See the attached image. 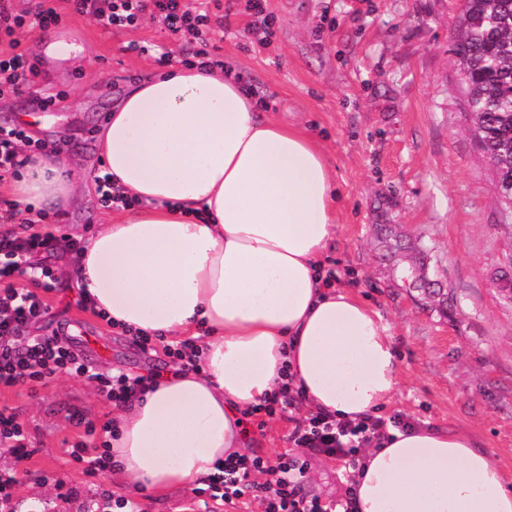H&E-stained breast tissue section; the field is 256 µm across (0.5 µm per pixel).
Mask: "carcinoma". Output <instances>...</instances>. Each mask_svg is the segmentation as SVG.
I'll return each instance as SVG.
<instances>
[{
	"label": "carcinoma",
	"mask_w": 512,
	"mask_h": 512,
	"mask_svg": "<svg viewBox=\"0 0 512 512\" xmlns=\"http://www.w3.org/2000/svg\"><path fill=\"white\" fill-rule=\"evenodd\" d=\"M451 52L472 135L504 202L512 191V0H463Z\"/></svg>",
	"instance_id": "obj_1"
}]
</instances>
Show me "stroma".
Listing matches in <instances>:
<instances>
[{
    "mask_svg": "<svg viewBox=\"0 0 512 512\" xmlns=\"http://www.w3.org/2000/svg\"><path fill=\"white\" fill-rule=\"evenodd\" d=\"M244 5L236 0L207 50L235 68L272 117L314 137L334 173L341 201L326 264L393 333L399 384L379 416L465 429L512 481V227L469 132L449 51L461 0H269L275 26L266 41L251 34ZM64 29L75 54H49ZM19 40L37 75L25 94L0 95V128L14 127L16 113L34 116L25 128L31 144H67L73 167L92 179L105 170L96 132L113 103L159 65L188 63L195 49L161 18L107 28L67 6L59 26ZM133 41L152 49L131 52ZM48 96L56 104L41 109ZM108 219L94 186L67 218L46 211L40 223L13 229L87 238ZM46 261L59 286L44 293L49 311L26 335L82 329L89 344L80 354L96 373L135 378L172 368L168 342L140 348L82 304L68 278L72 252L27 259ZM1 404L14 409L33 450L19 462L0 447V474L19 481L4 512H98L120 496L140 512H194V488L132 490L111 472L86 476L69 458L63 442L79 436L73 413L96 423L112 418L111 404L83 378L57 374L34 391L0 387ZM292 429L287 419H267L252 429L246 454H279ZM305 462L304 494L346 500L351 480L336 460L309 453Z\"/></svg>",
    "mask_w": 512,
    "mask_h": 512,
    "instance_id": "stroma-1",
    "label": "stroma"
}]
</instances>
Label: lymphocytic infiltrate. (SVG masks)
Instances as JSON below:
<instances>
[{"label":"lymphocytic infiltrate","mask_w":512,"mask_h":512,"mask_svg":"<svg viewBox=\"0 0 512 512\" xmlns=\"http://www.w3.org/2000/svg\"><path fill=\"white\" fill-rule=\"evenodd\" d=\"M55 0H44L33 17L14 13L0 0V43L9 48L0 55V94L21 95L29 89L37 72L26 64L18 47L19 32L43 30L58 24L60 14ZM209 9H195L185 0H72L75 13L95 18L103 26H138L148 8H155L168 30L175 35L197 40L198 57L208 58L205 48L211 29L213 11L224 8L223 0H212ZM18 213L14 204L0 207V386H41L46 379L58 373L77 375L97 388L112 404L119 405L134 393L149 388L153 377L132 378L123 373L104 375L91 372L69 341L58 336H25V328L47 311L46 303L27 287L16 285L19 264L26 255L51 248L52 235L32 233L20 235L9 231ZM302 402L299 391L282 389L279 395L260 408L265 416L280 415L294 418L293 413ZM295 426L290 440L296 447L337 460L345 470H353L357 456L364 446L379 434L384 420L366 418L354 422L320 413L294 418ZM79 440L67 448L69 457L82 464L89 476H97L111 466L108 442L94 443L96 434L110 433L109 424L95 425L87 421ZM266 474L265 482L253 481L254 473ZM304 463L300 459L280 456L276 464L247 455H229L217 474L207 482L213 498L241 512L243 498L253 492L260 493L264 512H335L320 499L304 495L300 479Z\"/></svg>","instance_id":"lymphocytic-infiltrate-1"}]
</instances>
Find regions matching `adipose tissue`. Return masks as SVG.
<instances>
[{"mask_svg": "<svg viewBox=\"0 0 512 512\" xmlns=\"http://www.w3.org/2000/svg\"><path fill=\"white\" fill-rule=\"evenodd\" d=\"M125 214L100 225L71 277L128 334L197 338L196 369L170 373L112 416L126 485L164 493L243 448L242 414L282 387L306 408L359 420L394 398L393 334L327 282L334 175L301 128L259 113L232 70L153 71L99 125ZM20 213H65L85 186L61 149L25 151ZM355 512H512V489L467 432L389 430L353 477Z\"/></svg>", "mask_w": 512, "mask_h": 512, "instance_id": "adipose-tissue-1", "label": "adipose tissue"}]
</instances>
